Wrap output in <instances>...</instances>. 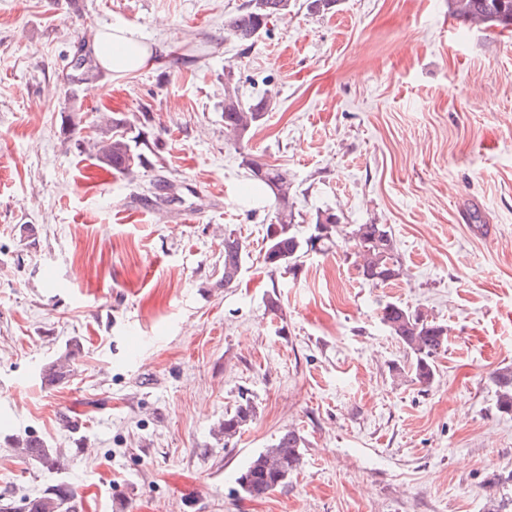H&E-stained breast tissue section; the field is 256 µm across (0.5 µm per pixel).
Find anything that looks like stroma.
<instances>
[{
	"mask_svg": "<svg viewBox=\"0 0 512 512\" xmlns=\"http://www.w3.org/2000/svg\"><path fill=\"white\" fill-rule=\"evenodd\" d=\"M245 2L0 0V495L61 484L75 512H512L493 381L512 368V32L448 0H291L249 46L225 28ZM112 26L146 65L72 81L76 49ZM228 86L271 100L241 142ZM115 116L148 134L130 175L95 159ZM246 158L287 170L304 220L389 225L403 277L363 282L344 236L298 274L270 271L272 198ZM159 177L178 203L145 199ZM228 232L247 256L224 289ZM389 302L448 327L430 386L379 320ZM74 340L68 376L44 383ZM244 396L256 419L219 440ZM288 429L306 440L297 470L241 497V469ZM29 435L62 470L17 449Z\"/></svg>",
	"mask_w": 512,
	"mask_h": 512,
	"instance_id": "35a3bbf8",
	"label": "stroma"
}]
</instances>
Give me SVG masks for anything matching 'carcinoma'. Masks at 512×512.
<instances>
[{
	"label": "carcinoma",
	"mask_w": 512,
	"mask_h": 512,
	"mask_svg": "<svg viewBox=\"0 0 512 512\" xmlns=\"http://www.w3.org/2000/svg\"><path fill=\"white\" fill-rule=\"evenodd\" d=\"M291 7V0H247L237 14L225 23L231 34L242 43H252L268 31V24L284 15ZM450 15L475 23L501 27L512 31V0H448ZM268 101L241 102L236 93L224 95V127L237 138L248 134L264 119ZM127 122L112 118L109 134L95 141L96 158L100 166L117 174H128L143 166L147 159L131 149ZM245 163L255 184L270 191L275 210V233L266 236L265 264L273 271L295 273L302 266V258L309 253H325L336 246L344 234L357 248L358 260L354 261L359 277L374 286H386L403 276L391 228L386 224H354L343 231L336 214L330 210L316 213L303 236L295 224L296 214L290 200L288 171L278 165L247 159ZM246 246L234 233L224 235V272L216 283L219 288H232L240 280L245 261ZM380 322L388 333L414 355L410 365L412 379L422 386L431 385L437 373L435 358L448 344V325L440 323L418 308L397 302L386 303L380 311ZM79 343L69 345L65 355L43 367V381L53 384L67 376L68 361L75 356ZM497 387V407L512 413V369H502L493 374ZM256 418V409L250 399L239 403L224 415L218 435L224 441L236 437ZM305 439L296 430L283 433L276 443L254 456L241 471L236 482L239 491L250 499H259L286 483L297 470ZM22 453L37 459L48 469L62 467L52 450L32 436L22 441ZM68 491L56 485L41 494L25 498L15 505L9 498L0 497V512H69Z\"/></svg>",
	"instance_id": "carcinoma-1"
}]
</instances>
